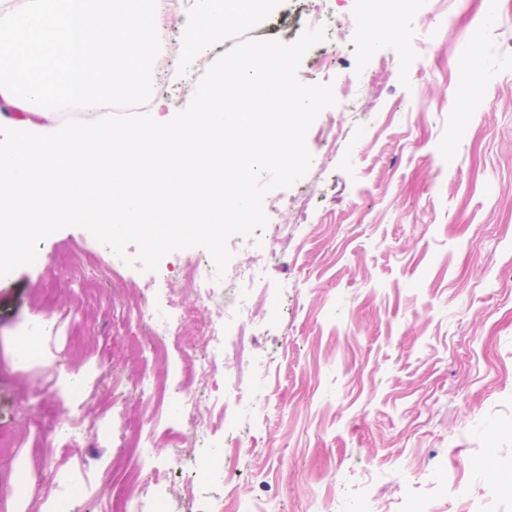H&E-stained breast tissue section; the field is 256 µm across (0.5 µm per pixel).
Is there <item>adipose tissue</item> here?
Here are the masks:
<instances>
[{"instance_id":"ef3b65f1","label":"adipose tissue","mask_w":512,"mask_h":512,"mask_svg":"<svg viewBox=\"0 0 512 512\" xmlns=\"http://www.w3.org/2000/svg\"><path fill=\"white\" fill-rule=\"evenodd\" d=\"M192 14L182 22L187 58H194L205 44L219 41L227 23L241 21L267 6L270 0H195Z\"/></svg>"}]
</instances>
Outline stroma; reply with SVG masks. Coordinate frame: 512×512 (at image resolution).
I'll use <instances>...</instances> for the list:
<instances>
[{
	"label": "stroma",
	"instance_id": "stroma-1",
	"mask_svg": "<svg viewBox=\"0 0 512 512\" xmlns=\"http://www.w3.org/2000/svg\"><path fill=\"white\" fill-rule=\"evenodd\" d=\"M466 23L445 33L425 11L406 15L404 36L356 25L342 44L326 37L325 64L301 60L298 78L341 94L362 76L367 56H383L391 75L368 87L374 107L324 109L306 144L307 174L268 193L270 223L288 222V252L269 235L231 236L235 272L247 251L269 259L254 285L256 315L273 313L249 357L267 359L272 397L258 414H236L234 398L255 371L228 376L226 391L204 396L222 422L217 440L246 447L213 482L184 486L166 463L142 478L206 505L213 495L250 501L253 512H512V0L493 21L471 19L473 0H432ZM305 0H279L259 16L266 38L292 43L305 30ZM439 39L446 54L426 55ZM485 75L472 98L453 82L459 67ZM347 134L328 151L322 134ZM89 266L57 273L23 266L0 278V437L16 452L0 456V504L26 512L12 495L32 474L29 452L50 448L74 472L82 496L97 501L99 473L124 456L120 436L78 446L49 445L44 428L74 404L66 383H90L84 404L117 417L112 388L142 372L170 375L184 354L138 352L123 326L127 296L147 276L134 264L108 291L82 290ZM51 325L41 357L28 368L13 356L37 316ZM460 480L466 502L448 497Z\"/></svg>",
	"mask_w": 512,
	"mask_h": 512
}]
</instances>
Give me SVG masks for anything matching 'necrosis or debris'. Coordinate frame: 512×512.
<instances>
[{"label": "necrosis or debris", "mask_w": 512, "mask_h": 512, "mask_svg": "<svg viewBox=\"0 0 512 512\" xmlns=\"http://www.w3.org/2000/svg\"><path fill=\"white\" fill-rule=\"evenodd\" d=\"M416 0H362L359 20L367 26H383L398 30L401 18L413 9ZM265 257L255 253L236 270L233 278L217 279L211 260L189 258L185 261L183 278L165 296L139 295L133 309L138 319V335L144 336L146 348L163 354L168 340L187 351L188 357L178 377L160 382L155 376L141 374L133 388L135 398L166 409L169 429L156 435L142 423L131 424L125 438L138 466H149L159 460L160 449L170 451L168 465L188 468L194 476L211 474L212 462L223 461L226 450L213 440L216 430L210 407L203 405L201 390H223L224 373L232 368L234 358L226 347L230 328L242 324L244 299L258 278ZM193 296L194 305H186V296ZM196 321L193 335L178 332L179 320ZM111 426L92 420L82 406H74L66 414L51 419L46 434L55 443L72 445L89 442L111 434ZM202 443L201 454L185 451L188 439ZM57 462L46 464L34 472L32 479L39 487L54 490L53 499L30 497L29 512H65L75 495V481L65 479ZM107 512H173V500L161 488L144 483L135 472L125 479L105 480Z\"/></svg>", "instance_id": "1"}]
</instances>
